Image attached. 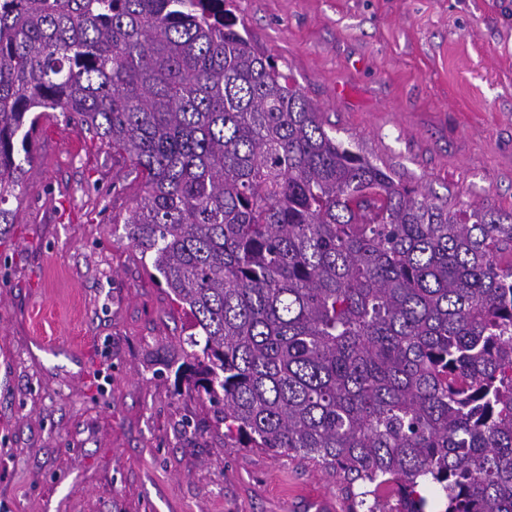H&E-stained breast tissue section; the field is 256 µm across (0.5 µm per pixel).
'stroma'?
Returning <instances> with one entry per match:
<instances>
[{
	"instance_id": "stroma-1",
	"label": "stroma",
	"mask_w": 512,
	"mask_h": 512,
	"mask_svg": "<svg viewBox=\"0 0 512 512\" xmlns=\"http://www.w3.org/2000/svg\"><path fill=\"white\" fill-rule=\"evenodd\" d=\"M325 130L465 212L512 213V0H226ZM0 226V512H349L335 470L225 438L193 319L127 238L129 164L33 134Z\"/></svg>"
}]
</instances>
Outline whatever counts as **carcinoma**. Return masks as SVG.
<instances>
[{
  "label": "carcinoma",
  "mask_w": 512,
  "mask_h": 512,
  "mask_svg": "<svg viewBox=\"0 0 512 512\" xmlns=\"http://www.w3.org/2000/svg\"><path fill=\"white\" fill-rule=\"evenodd\" d=\"M236 26L224 0H0V224L61 113L139 181L129 239L200 330L182 376L224 436L356 505L512 512V213L336 141Z\"/></svg>",
  "instance_id": "carcinoma-1"
}]
</instances>
